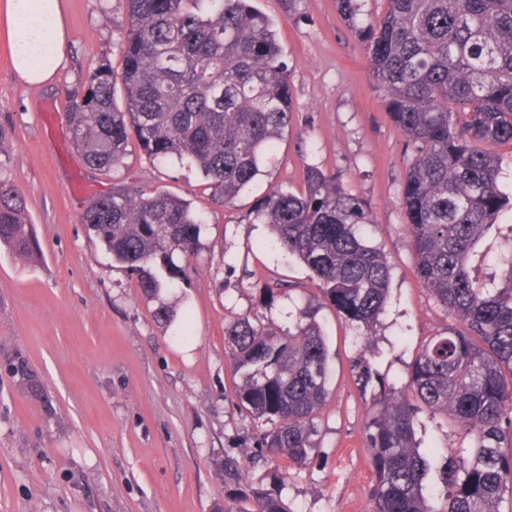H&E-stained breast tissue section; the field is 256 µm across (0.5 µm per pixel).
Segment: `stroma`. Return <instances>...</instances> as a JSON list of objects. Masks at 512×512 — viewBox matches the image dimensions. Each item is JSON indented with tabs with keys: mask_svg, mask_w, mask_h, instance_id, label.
I'll return each instance as SVG.
<instances>
[{
	"mask_svg": "<svg viewBox=\"0 0 512 512\" xmlns=\"http://www.w3.org/2000/svg\"><path fill=\"white\" fill-rule=\"evenodd\" d=\"M60 2L69 48L55 83L19 81L0 38V179L24 196L41 248L26 260L0 250V512H214L228 501L225 456L256 477L272 468L233 401L239 377L224 326L246 316L285 328L302 309L324 332L329 396L316 419L320 446L281 496L290 512H369L366 400L350 373L362 329L322 306L312 272L271 245L253 216L271 189L300 191L309 166L369 205L364 238L391 265L390 300L371 327L373 367L387 381L404 384L424 341L454 326L414 274L400 201L413 153L363 43L336 0H254L284 49L294 120L264 173L224 205L195 168L150 161L134 144L112 171L86 165L70 138L69 100L99 60L120 67L126 11L122 0ZM121 183L181 196L205 219L195 254L177 260L184 280L152 298L81 222L91 200ZM511 267L506 211L471 270L504 287ZM269 279L289 291L267 299ZM186 321L193 335L182 340Z\"/></svg>",
	"mask_w": 512,
	"mask_h": 512,
	"instance_id": "stroma-1",
	"label": "stroma"
}]
</instances>
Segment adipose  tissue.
I'll list each match as a JSON object with an SVG mask.
<instances>
[{
  "instance_id": "1",
  "label": "adipose tissue",
  "mask_w": 512,
  "mask_h": 512,
  "mask_svg": "<svg viewBox=\"0 0 512 512\" xmlns=\"http://www.w3.org/2000/svg\"><path fill=\"white\" fill-rule=\"evenodd\" d=\"M0 31L10 40L19 80L31 86L55 80L68 49L60 0H0Z\"/></svg>"
}]
</instances>
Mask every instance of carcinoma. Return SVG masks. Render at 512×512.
<instances>
[{
    "instance_id": "carcinoma-1",
    "label": "carcinoma",
    "mask_w": 512,
    "mask_h": 512,
    "mask_svg": "<svg viewBox=\"0 0 512 512\" xmlns=\"http://www.w3.org/2000/svg\"><path fill=\"white\" fill-rule=\"evenodd\" d=\"M125 0L121 68L100 61L70 100L72 139L87 164L110 171L131 141L155 162L200 170L218 200H233L261 173L292 125L288 63L272 20L252 0ZM365 47L385 108L413 153L401 204L421 287L457 325L425 342L408 385L380 381L366 405L363 440L374 474L372 512H501L512 501V262L509 287L476 280L469 257L512 194L486 145L512 143V0H386L372 18L360 0H336ZM24 197L0 180V246L27 259L38 251ZM255 219L314 274L324 304L370 327L389 297L387 255L365 243L363 200L333 174L309 168L298 192L274 189ZM82 222L149 295L182 279L174 254L199 243L203 217L166 191L119 185L84 209ZM240 373L237 405L262 425L258 448L288 469L319 447L315 419L328 390L320 325L300 313L286 330L235 319L224 329ZM371 336L354 357L356 385L377 372ZM461 436L447 454L416 438L422 412ZM283 474L254 478L224 459V484L248 507L288 512Z\"/></svg>"
}]
</instances>
